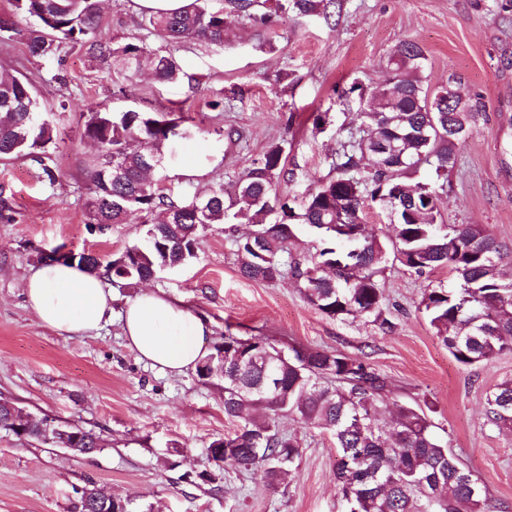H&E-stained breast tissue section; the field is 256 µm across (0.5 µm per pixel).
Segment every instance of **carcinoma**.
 Returning <instances> with one entry per match:
<instances>
[{
  "instance_id": "obj_1",
  "label": "carcinoma",
  "mask_w": 512,
  "mask_h": 512,
  "mask_svg": "<svg viewBox=\"0 0 512 512\" xmlns=\"http://www.w3.org/2000/svg\"><path fill=\"white\" fill-rule=\"evenodd\" d=\"M98 0H12L13 12L32 22L0 27V37L19 39L34 57L56 55L64 45L86 50L93 59L112 61L137 72L147 66L155 80L173 83L187 77L171 54L151 50L137 37L120 42L103 33ZM230 5L253 20L259 0H232ZM336 0H276L275 9L297 16L329 19ZM148 25L164 41L195 38L224 45V0H191L183 9L151 14ZM387 65L392 80L376 92L359 79L345 95L367 98L372 118L341 143L332 169L336 175L318 181L304 199L278 191L288 179L284 148L275 145L253 163L234 193L224 187L193 202L173 200L147 177L161 163L166 144L184 137L178 124L153 112H114L91 107L83 136L99 155L88 172L87 203L92 224H125L136 216L150 225L146 242L134 244L104 264L92 253L62 258L113 283L132 288L158 273L175 269L197 254L201 231L211 224H248L247 235L234 240L239 271L245 278L272 282L284 271L303 290L308 304L332 319L346 316L372 320L387 331L385 298L378 279L387 248L364 224L366 202L387 209L394 227L393 260L421 275L448 268L455 284L438 285L423 294L420 306L436 336L460 364L489 363L512 350V279L500 267L512 250L484 224H446L439 208L448 170L471 122L481 111L470 100L465 112L448 111V89L425 88L426 55L413 40L399 42ZM52 126L34 96L29 80L0 71V159L32 155L43 176L56 181L46 163ZM427 165L436 178L408 182ZM305 224L321 247L302 262L285 259L294 226ZM196 373L202 380L222 378L224 415L238 421L236 430L214 439L209 448L214 470L198 475L218 482L229 466L240 472L261 471L271 484H281L296 468L301 443L279 428L292 416L332 436L340 451L336 482L344 512H486V490L435 433L420 407L398 404L389 422L378 418L379 403L390 393L387 379L370 364L341 352L291 346L275 348L263 338L230 332L213 346ZM486 422L512 428V381H504L486 397ZM52 421L30 414L17 421L0 406V429L45 444ZM100 491L83 487L74 512H98Z\"/></svg>"
}]
</instances>
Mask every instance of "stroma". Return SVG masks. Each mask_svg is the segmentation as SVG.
Wrapping results in <instances>:
<instances>
[{
	"instance_id": "obj_1",
	"label": "stroma",
	"mask_w": 512,
	"mask_h": 512,
	"mask_svg": "<svg viewBox=\"0 0 512 512\" xmlns=\"http://www.w3.org/2000/svg\"><path fill=\"white\" fill-rule=\"evenodd\" d=\"M100 2L112 37L137 36L172 54L187 78L163 86L78 49L37 58L19 41L0 40V70L29 77L49 115L48 149L58 169L51 183L32 157L0 161V395L99 439L93 454L75 456L0 430V512H73L76 489L88 484L127 501L130 512H342L333 438L291 417L281 418L280 428L299 439L302 456L285 483L274 488L262 474L233 469L216 491L190 483L212 468L210 442L237 423L225 416L217 383H203L192 370L168 374L127 347L119 312L158 290L210 321V343L229 329L368 362L388 379L392 398L431 406L436 434L485 485L488 512H512V431L485 423L487 393L512 379V351L466 367L438 340L418 304L426 288L452 285L449 269L419 276L384 264L388 332L361 317H326L291 278H244L233 244L247 232L244 224L212 225L187 264L134 288H113L114 316L91 336L40 325L22 294L29 266L46 253L85 251L109 260L145 236L135 218L89 221L88 167L96 150L82 136L88 106L183 117L188 138L168 145L153 173L173 199L219 187L232 192L275 144L284 146L288 169L280 189L301 197L331 175L341 142L367 122L339 90L356 79L380 88L389 77L387 56L403 40L423 47L431 88L456 78L482 106L448 175L445 222L488 225L512 247V0H339L328 21L283 10L263 24L228 11L220 48L163 42L131 0ZM317 112L328 115L320 128Z\"/></svg>"
}]
</instances>
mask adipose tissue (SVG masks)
<instances>
[{"label": "adipose tissue", "instance_id": "ef3b65f1", "mask_svg": "<svg viewBox=\"0 0 512 512\" xmlns=\"http://www.w3.org/2000/svg\"><path fill=\"white\" fill-rule=\"evenodd\" d=\"M23 295L41 325L87 336L112 317V291L106 278L67 261L29 268ZM122 333L140 360L170 374L195 368L207 350L208 323L162 293H144L121 314Z\"/></svg>", "mask_w": 512, "mask_h": 512}]
</instances>
